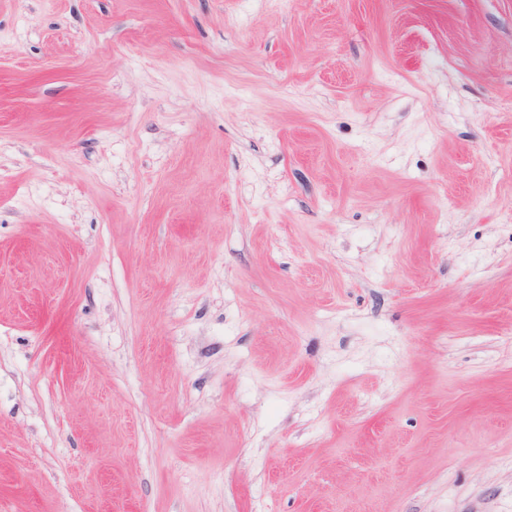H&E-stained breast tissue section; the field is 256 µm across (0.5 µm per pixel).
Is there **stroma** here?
<instances>
[{
    "instance_id": "obj_1",
    "label": "stroma",
    "mask_w": 512,
    "mask_h": 512,
    "mask_svg": "<svg viewBox=\"0 0 512 512\" xmlns=\"http://www.w3.org/2000/svg\"><path fill=\"white\" fill-rule=\"evenodd\" d=\"M0 512H512V0H0Z\"/></svg>"
}]
</instances>
